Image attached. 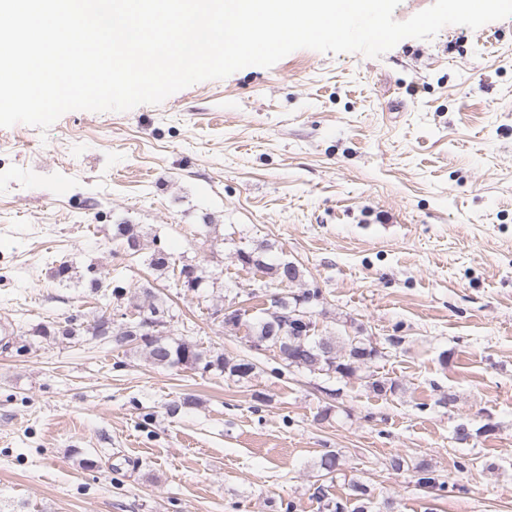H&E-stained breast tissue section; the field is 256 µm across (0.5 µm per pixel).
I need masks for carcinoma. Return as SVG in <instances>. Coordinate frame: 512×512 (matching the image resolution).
Segmentation results:
<instances>
[{
    "mask_svg": "<svg viewBox=\"0 0 512 512\" xmlns=\"http://www.w3.org/2000/svg\"><path fill=\"white\" fill-rule=\"evenodd\" d=\"M138 227L134 224L116 225L115 239L125 242L127 248L138 252L140 246ZM264 246L254 249L237 250V260L248 269H261L271 275L279 285L292 284L299 278V269L292 262L268 264L264 261ZM112 284V297L117 300L128 295L130 284L120 276L113 278L104 276L92 280V287L101 288L105 283ZM144 302L135 305L138 316L150 318L154 315L162 316L167 309L151 299V291L144 288L141 291ZM318 290H304L298 293H284L280 296L282 310L292 313L297 308L320 299ZM224 326L236 329L245 326L247 336L254 343L257 350H273L287 363V366L305 369L311 373L335 374L342 378H349L363 366H368L376 359L380 351L369 341L358 336H350L347 343L336 349V339L331 336H322L318 339L311 336L307 325L293 321L285 325L275 324L272 319L260 316L250 321L248 319L238 323L223 320ZM81 326L70 324L65 327L43 325L38 330L39 336L73 339L80 335ZM112 340L123 339V347H133L145 354L146 358L155 367L179 368L185 367L203 373L218 371L230 377L240 379L252 375L255 364L247 359L226 358L222 354L213 353L201 348L198 344L186 340L175 341L166 335H154L143 332L141 321L123 323L117 331L110 332Z\"/></svg>",
    "mask_w": 512,
    "mask_h": 512,
    "instance_id": "carcinoma-1",
    "label": "carcinoma"
}]
</instances>
